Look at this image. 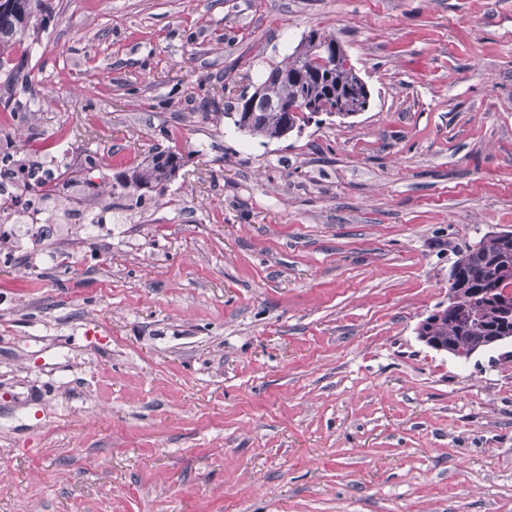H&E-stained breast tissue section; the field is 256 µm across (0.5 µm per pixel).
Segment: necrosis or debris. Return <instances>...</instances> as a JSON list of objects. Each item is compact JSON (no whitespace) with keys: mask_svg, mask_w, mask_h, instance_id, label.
<instances>
[{"mask_svg":"<svg viewBox=\"0 0 512 512\" xmlns=\"http://www.w3.org/2000/svg\"><path fill=\"white\" fill-rule=\"evenodd\" d=\"M87 164L84 155L66 146L52 157L34 147L0 161V260L10 261L18 248L41 238L100 241L103 230L112 226V211L96 204L99 187L85 188L86 203L71 201L57 210L40 200L44 191L61 184L67 168Z\"/></svg>","mask_w":512,"mask_h":512,"instance_id":"obj_1","label":"necrosis or debris"}]
</instances>
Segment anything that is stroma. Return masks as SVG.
I'll use <instances>...</instances> for the list:
<instances>
[{"label": "stroma", "mask_w": 512, "mask_h": 512, "mask_svg": "<svg viewBox=\"0 0 512 512\" xmlns=\"http://www.w3.org/2000/svg\"><path fill=\"white\" fill-rule=\"evenodd\" d=\"M30 113L163 196L0 263V512H512V361L419 341L512 229V0H45ZM365 112L279 140L204 114L310 29ZM183 155L172 149L151 152L136 165L113 176L112 195L119 188L120 197L134 196L142 199L146 193L162 190L174 181L184 166ZM144 189V190H142Z\"/></svg>", "instance_id": "obj_1"}]
</instances>
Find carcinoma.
<instances>
[{
    "mask_svg": "<svg viewBox=\"0 0 512 512\" xmlns=\"http://www.w3.org/2000/svg\"><path fill=\"white\" fill-rule=\"evenodd\" d=\"M43 0H17V7L0 11V61L11 55L38 28ZM336 47L338 61L322 64L323 44ZM347 51L332 34L311 29L282 61L273 64L253 92L243 91L236 104L224 112L240 130L254 137L280 139L301 132L313 113L297 107L300 102L340 105L356 111L367 100L365 82L355 66L346 61ZM184 166L183 155L172 149L155 151L139 163L113 176L112 190L120 197L141 199L174 181ZM455 269L452 290L459 308L433 328L432 335L468 353L487 337L512 336V327L503 328L504 318L489 291L512 286V236L485 235L462 251Z\"/></svg>",
    "mask_w": 512,
    "mask_h": 512,
    "instance_id": "carcinoma-1",
    "label": "carcinoma"
}]
</instances>
